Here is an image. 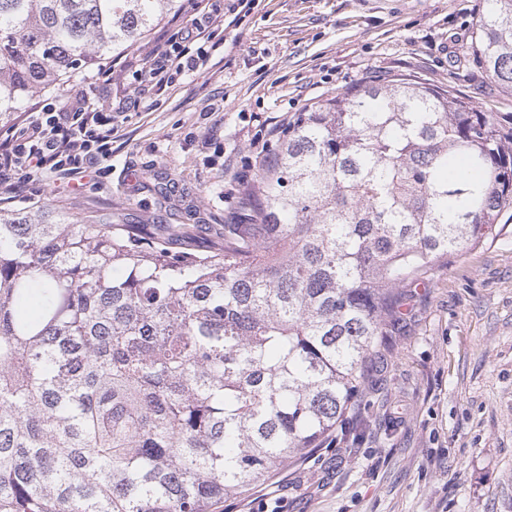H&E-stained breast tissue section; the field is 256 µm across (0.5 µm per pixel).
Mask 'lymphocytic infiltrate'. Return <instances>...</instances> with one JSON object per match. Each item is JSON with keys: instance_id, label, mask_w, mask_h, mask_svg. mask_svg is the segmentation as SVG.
<instances>
[{"instance_id": "lymphocytic-infiltrate-1", "label": "lymphocytic infiltrate", "mask_w": 512, "mask_h": 512, "mask_svg": "<svg viewBox=\"0 0 512 512\" xmlns=\"http://www.w3.org/2000/svg\"><path fill=\"white\" fill-rule=\"evenodd\" d=\"M219 26L201 0L191 23L167 38L159 62L138 73V83L161 89L203 65L206 45ZM111 78V69H103L75 96L47 97L28 122L11 129L0 140V186L25 188L33 201L51 180L65 186L98 184L109 170L112 137L124 115L123 108L103 111L95 102L97 86Z\"/></svg>"}]
</instances>
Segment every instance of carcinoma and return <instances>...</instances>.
I'll use <instances>...</instances> for the list:
<instances>
[{
  "mask_svg": "<svg viewBox=\"0 0 512 512\" xmlns=\"http://www.w3.org/2000/svg\"><path fill=\"white\" fill-rule=\"evenodd\" d=\"M468 54L512 89V0ZM181 0H0V124ZM251 223L173 253L142 224L0 213V512H210L314 453L402 288L499 231L512 129L392 75L300 112Z\"/></svg>",
  "mask_w": 512,
  "mask_h": 512,
  "instance_id": "carcinoma-1",
  "label": "carcinoma"
}]
</instances>
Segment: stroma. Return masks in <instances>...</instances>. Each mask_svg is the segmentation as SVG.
Here are the masks:
<instances>
[{
    "label": "stroma",
    "instance_id": "stroma-1",
    "mask_svg": "<svg viewBox=\"0 0 512 512\" xmlns=\"http://www.w3.org/2000/svg\"><path fill=\"white\" fill-rule=\"evenodd\" d=\"M196 2L120 53L123 71L99 87L100 104L126 115L100 186L48 188L34 203L5 191L0 211L87 208L160 238L183 224L173 249L205 248L248 223L257 153L298 112L397 73L453 87L512 127V90L466 53L482 0H254L239 20L237 0H209L225 26L207 64L162 90L137 87L134 72ZM502 222L407 289L400 328L346 418L360 439L334 432L211 512H250L272 491L284 512H512V217Z\"/></svg>",
    "mask_w": 512,
    "mask_h": 512
}]
</instances>
